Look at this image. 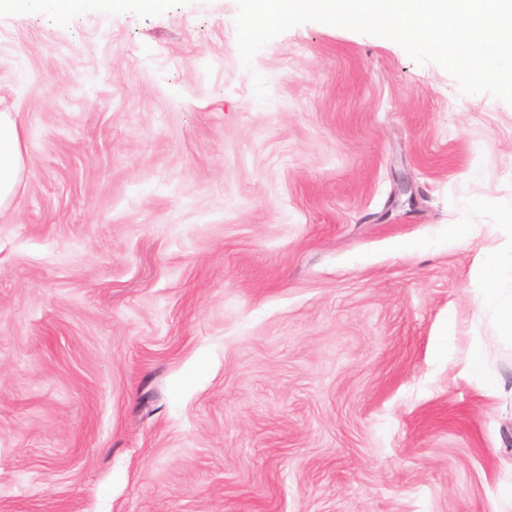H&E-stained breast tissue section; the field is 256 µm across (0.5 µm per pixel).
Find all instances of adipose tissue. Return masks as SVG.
Masks as SVG:
<instances>
[{
    "label": "adipose tissue",
    "mask_w": 512,
    "mask_h": 512,
    "mask_svg": "<svg viewBox=\"0 0 512 512\" xmlns=\"http://www.w3.org/2000/svg\"><path fill=\"white\" fill-rule=\"evenodd\" d=\"M25 166V147L11 117L0 113V210L15 194ZM483 274L480 308L495 323L499 336L512 341V250L482 252L477 257Z\"/></svg>",
    "instance_id": "obj_1"
}]
</instances>
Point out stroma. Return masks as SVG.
Masks as SVG:
<instances>
[{"mask_svg": "<svg viewBox=\"0 0 512 512\" xmlns=\"http://www.w3.org/2000/svg\"><path fill=\"white\" fill-rule=\"evenodd\" d=\"M237 12L0 13V512H512V105ZM25 166V147L14 120L0 113V210L15 194ZM477 262L483 274L481 311L512 344V247L508 252H480Z\"/></svg>", "mask_w": 512, "mask_h": 512, "instance_id": "35a3bbf8", "label": "stroma"}]
</instances>
